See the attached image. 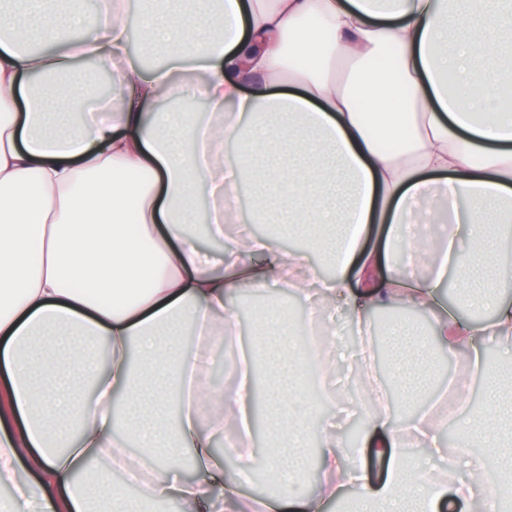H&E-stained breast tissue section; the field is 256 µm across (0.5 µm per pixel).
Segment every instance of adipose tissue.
<instances>
[{
	"mask_svg": "<svg viewBox=\"0 0 512 512\" xmlns=\"http://www.w3.org/2000/svg\"><path fill=\"white\" fill-rule=\"evenodd\" d=\"M25 2L43 50L5 38L14 18L0 9V486L17 512H95L93 487L119 512L163 501L180 512H324L346 491L356 512H436L442 488L426 470L447 444L426 415L399 417L432 392L401 352L409 323L387 331L394 394L364 371L373 400L352 439L335 421L289 417L288 391L309 365L283 308L262 312L258 356L237 355L240 289L281 282L302 295L313 280L328 314L343 305L365 326L372 311L416 308L432 324L422 351H471L495 395L457 423V492L474 485L473 449H490L485 512H507L506 379L483 359L485 343L512 344V108L496 104L512 91L503 0H189L185 10L138 0L136 16L98 15L78 39L82 0ZM135 34L165 65L148 71L131 58ZM81 57L111 74L118 98L86 87ZM188 70L204 75L206 114L160 104L185 97L177 76ZM258 178L251 223L307 240L311 225H333L319 242L331 276L317 278L307 247L284 253L270 235L225 241L242 188ZM194 224L225 241L220 259ZM430 224L455 225L468 253L425 234ZM374 232L384 251L365 246ZM450 278L482 321L449 311L438 290ZM188 326L199 342L185 350L177 338ZM218 338L234 385L186 398ZM260 385L268 451L256 456L243 437L215 454L225 422L247 427ZM407 434L424 459L407 454ZM133 444L148 479L131 502L96 465ZM368 450L392 463L383 483L365 475ZM187 452L201 477L182 473ZM313 460L311 490L284 495ZM259 469L272 487L256 503L239 489Z\"/></svg>",
	"mask_w": 512,
	"mask_h": 512,
	"instance_id": "obj_1",
	"label": "adipose tissue"
}]
</instances>
